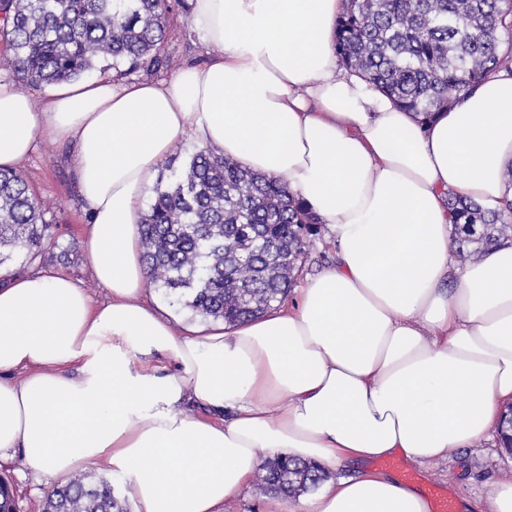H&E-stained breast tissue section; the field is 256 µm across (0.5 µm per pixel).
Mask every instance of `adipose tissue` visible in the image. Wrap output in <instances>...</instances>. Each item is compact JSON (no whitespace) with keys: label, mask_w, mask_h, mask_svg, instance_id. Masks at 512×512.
I'll return each mask as SVG.
<instances>
[{"label":"adipose tissue","mask_w":512,"mask_h":512,"mask_svg":"<svg viewBox=\"0 0 512 512\" xmlns=\"http://www.w3.org/2000/svg\"><path fill=\"white\" fill-rule=\"evenodd\" d=\"M345 0H188L208 57L170 81L99 78L40 100L0 83V167L77 147L93 304L61 273L0 267V458L67 482L121 473L134 512H224L262 458L341 471L266 512H431L372 461L423 465L512 408V240L455 260L449 196L512 199V76L424 119L342 73ZM285 179L335 246L291 305L179 328L145 293L142 202L184 134ZM175 365L161 373L153 354ZM22 372L21 380L10 377Z\"/></svg>","instance_id":"obj_1"}]
</instances>
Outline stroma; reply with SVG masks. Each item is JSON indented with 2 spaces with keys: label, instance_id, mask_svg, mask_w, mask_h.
Here are the masks:
<instances>
[{
  "label": "stroma",
  "instance_id": "35a3bbf8",
  "mask_svg": "<svg viewBox=\"0 0 512 512\" xmlns=\"http://www.w3.org/2000/svg\"><path fill=\"white\" fill-rule=\"evenodd\" d=\"M165 51L170 66L155 72L158 80H167L182 66L202 62L199 39L191 29L187 4L174 6L168 15ZM74 147L69 143L37 139L34 151L20 165L35 197L44 201L56 222V244L44 245L36 260L12 253L8 264L21 274L61 272L84 288L94 302L106 301L107 293L95 281L84 251L90 212L83 201L74 171ZM399 468L414 473L420 490L435 486L451 490L458 504L470 505L481 512L486 483L512 480V452L484 440L472 448L453 451L448 459L421 466L399 458ZM0 476L11 484L19 512H42L53 480L28 469L22 456L0 462Z\"/></svg>",
  "mask_w": 512,
  "mask_h": 512
}]
</instances>
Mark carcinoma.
I'll return each mask as SVG.
<instances>
[{"label": "carcinoma", "mask_w": 512, "mask_h": 512, "mask_svg": "<svg viewBox=\"0 0 512 512\" xmlns=\"http://www.w3.org/2000/svg\"><path fill=\"white\" fill-rule=\"evenodd\" d=\"M170 0H0V40L14 76L60 84L112 68L154 71L163 54ZM512 0H346L335 47L345 69L393 102L428 118L512 58L500 30L512 23ZM459 253L470 259L512 239V201L496 208L448 197ZM47 209L23 175L0 169V250L34 260L54 238ZM318 221L282 179L255 174L198 149L171 169L141 221L142 257L150 284L182 308L227 325L248 321L292 288ZM320 466L265 462L253 481L260 494L294 496L318 486ZM0 512H16L0 477ZM43 512H127L112 483L79 474L52 489Z\"/></svg>", "instance_id": "obj_1"}]
</instances>
